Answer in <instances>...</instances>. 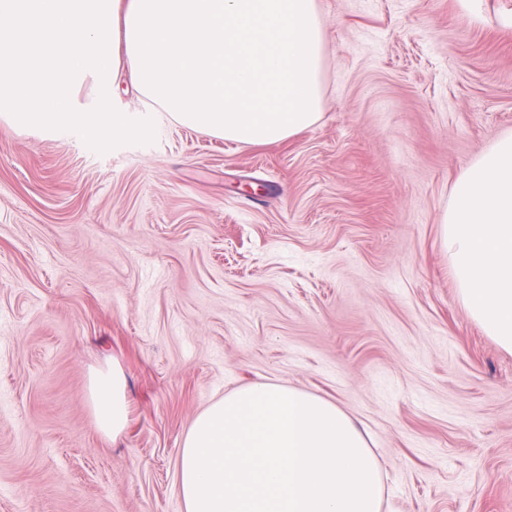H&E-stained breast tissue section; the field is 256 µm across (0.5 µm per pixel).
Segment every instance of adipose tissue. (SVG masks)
<instances>
[{
  "mask_svg": "<svg viewBox=\"0 0 512 512\" xmlns=\"http://www.w3.org/2000/svg\"><path fill=\"white\" fill-rule=\"evenodd\" d=\"M316 0H0V120L104 144L149 134L135 91L175 124L241 145L313 127L324 105ZM94 103L81 105L83 89ZM99 431L120 437L130 402L120 363L88 385ZM183 512H381L364 433L336 403L268 383L195 417L180 450Z\"/></svg>",
  "mask_w": 512,
  "mask_h": 512,
  "instance_id": "adipose-tissue-1",
  "label": "adipose tissue"
}]
</instances>
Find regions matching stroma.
I'll return each mask as SVG.
<instances>
[{"mask_svg": "<svg viewBox=\"0 0 512 512\" xmlns=\"http://www.w3.org/2000/svg\"><path fill=\"white\" fill-rule=\"evenodd\" d=\"M319 122L245 146L172 123L99 148L0 121V512H182L183 437L270 382L336 402L382 512H512V353L439 245L512 132V38L456 0H317ZM119 361L126 432L92 371ZM88 397L99 431L112 439L120 437L129 425L130 402L123 368L118 361L91 374Z\"/></svg>", "mask_w": 512, "mask_h": 512, "instance_id": "stroma-1", "label": "stroma"}]
</instances>
